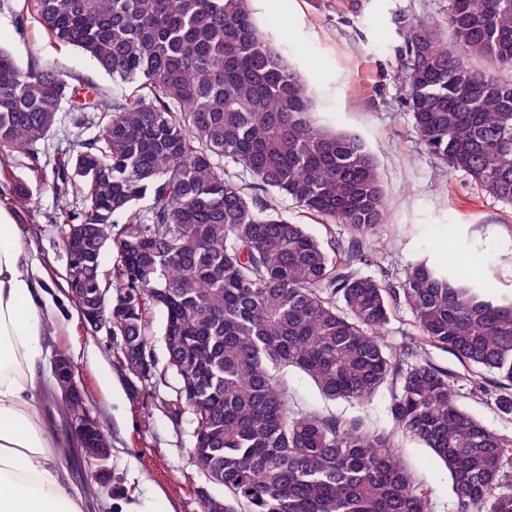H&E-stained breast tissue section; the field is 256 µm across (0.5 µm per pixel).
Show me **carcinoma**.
Here are the masks:
<instances>
[{
	"mask_svg": "<svg viewBox=\"0 0 512 512\" xmlns=\"http://www.w3.org/2000/svg\"><path fill=\"white\" fill-rule=\"evenodd\" d=\"M58 45L88 55L134 92L106 105L92 84L19 66L0 48V151L32 148L67 102L103 112L98 134L76 137L54 170L64 205L67 284L121 291L112 335L155 367L147 314L163 316L165 369L190 414L191 463L224 486L211 512H429V488L401 459L399 436L429 448L451 477L456 512H512V435L458 403L455 356L498 410L512 417V295L497 296L459 266L425 260L395 285L359 273L375 262L366 240L386 223L373 153L312 118L301 77L259 30L250 0H30ZM444 45L434 22H408L399 78L420 145L512 205V0H448ZM240 166L266 196L225 177ZM296 208L346 226L321 239L288 217ZM148 200L146 209L138 203ZM110 281L96 265L107 244ZM412 313L420 340L387 341L393 309ZM323 397L370 404L392 379V429L295 403L288 373ZM46 417L86 402L60 393Z\"/></svg>",
	"mask_w": 512,
	"mask_h": 512,
	"instance_id": "carcinoma-1",
	"label": "carcinoma"
}]
</instances>
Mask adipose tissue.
I'll return each instance as SVG.
<instances>
[{"instance_id": "ef3b65f1", "label": "adipose tissue", "mask_w": 512, "mask_h": 512, "mask_svg": "<svg viewBox=\"0 0 512 512\" xmlns=\"http://www.w3.org/2000/svg\"><path fill=\"white\" fill-rule=\"evenodd\" d=\"M41 301L18 226L0 209V512H86L35 402L48 328Z\"/></svg>"}]
</instances>
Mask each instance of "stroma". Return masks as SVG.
Wrapping results in <instances>:
<instances>
[{
	"label": "stroma",
	"instance_id": "35a3bbf8",
	"mask_svg": "<svg viewBox=\"0 0 512 512\" xmlns=\"http://www.w3.org/2000/svg\"><path fill=\"white\" fill-rule=\"evenodd\" d=\"M252 5L264 35L305 78L318 123L360 136L378 162L387 223L367 246L383 265L364 267V274H382L394 283L421 257L443 266L457 254L483 258L484 281L496 294L512 292V206L478 190L465 173L440 177V162L418 142L406 107L408 88L397 77L401 21L444 23L448 0H252ZM29 11L28 0L0 5V47L20 65L33 62L57 70L72 83L91 81L106 100L129 94V87L113 84L82 52L51 40ZM81 119V113L62 106L49 136L32 150L0 152V207L13 212L50 290L43 308L49 324L46 361L35 399L42 407L53 402L50 361L66 354L88 407L104 416L111 439L106 465L112 478L99 484L93 481L98 462L81 456L70 443L62 445L76 483L95 486L92 512H203L197 488L216 497L223 496L224 488L192 465V427L169 414L178 398L177 378L160 370L145 381L123 369L116 361V339L106 329L86 326L68 295L61 209L79 201L58 198L51 186L52 168L76 135L96 134V127L82 125ZM19 182L29 188V204L15 199ZM288 383L303 404L323 413L361 414L379 426L390 424L391 387L361 409L324 399L301 373H289ZM456 391L465 410L512 435V418L499 412L493 397L473 394L462 379ZM401 454L416 479L430 488V512H455L449 473L433 452L405 438Z\"/></svg>",
	"mask_w": 512,
	"mask_h": 512
}]
</instances>
